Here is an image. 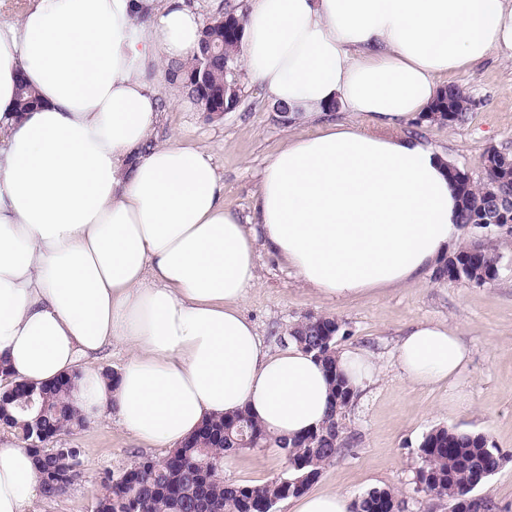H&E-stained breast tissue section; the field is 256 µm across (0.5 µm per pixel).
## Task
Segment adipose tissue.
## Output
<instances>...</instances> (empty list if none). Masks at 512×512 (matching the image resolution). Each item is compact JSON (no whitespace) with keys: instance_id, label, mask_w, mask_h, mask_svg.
Returning a JSON list of instances; mask_svg holds the SVG:
<instances>
[{"instance_id":"1","label":"adipose tissue","mask_w":512,"mask_h":512,"mask_svg":"<svg viewBox=\"0 0 512 512\" xmlns=\"http://www.w3.org/2000/svg\"><path fill=\"white\" fill-rule=\"evenodd\" d=\"M201 23L186 0H33L0 24V366L39 387L79 372L91 418L173 448L249 409L291 439L330 408L321 363L273 351L241 310L266 250L331 302L426 281L460 235L447 158L405 127L442 78L512 53V0H250L240 59L273 103L327 123L267 161L252 223L224 204L212 154L151 133ZM25 77L40 103L14 112ZM130 357L115 380L95 361ZM414 385L456 388L469 350L441 322L408 329ZM41 495L32 455L0 438V512Z\"/></svg>"}]
</instances>
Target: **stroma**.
Wrapping results in <instances>:
<instances>
[{"label":"stroma","instance_id":"35a3bbf8","mask_svg":"<svg viewBox=\"0 0 512 512\" xmlns=\"http://www.w3.org/2000/svg\"><path fill=\"white\" fill-rule=\"evenodd\" d=\"M451 81L472 101L466 123H426L418 133L478 179L489 149L512 153V59L493 52ZM238 87L235 111L166 113L156 139L165 141L176 130L183 142L212 148L224 179V203L246 221L253 216L267 157L289 139L314 134L319 123L294 124L282 117L246 74H239ZM499 249V275L489 285L431 277L336 304L307 289L275 257L259 252V285L242 311L267 346H284L289 328L305 317L326 316L341 326L338 351L363 348L377 364L372 383L357 391L345 409L342 447L313 491L336 490L354 500L385 488L394 491L402 512H450L447 498L427 496L416 481L423 436L445 426L485 434L501 450L503 466L475 494L491 500L494 512H512V237H501ZM427 321L447 323L470 352L455 390L417 387L398 368L402 331ZM57 445L81 449V477L65 496L36 500L31 512H91L101 473L120 472L142 455H167L163 448H140L114 419L88 421L60 436ZM287 472V460L275 448H246L224 459L225 479L241 484H261Z\"/></svg>","mask_w":512,"mask_h":512}]
</instances>
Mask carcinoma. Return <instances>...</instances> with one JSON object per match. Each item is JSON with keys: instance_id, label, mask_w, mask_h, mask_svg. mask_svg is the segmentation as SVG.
Returning <instances> with one entry per match:
<instances>
[{"instance_id": "carcinoma-1", "label": "carcinoma", "mask_w": 512, "mask_h": 512, "mask_svg": "<svg viewBox=\"0 0 512 512\" xmlns=\"http://www.w3.org/2000/svg\"><path fill=\"white\" fill-rule=\"evenodd\" d=\"M244 16L238 7L225 2L224 16L215 17L200 31L199 42L216 46L215 56L205 70L199 68V54L190 61L168 68L166 79L189 91L209 111L212 98H220L225 111L233 112L239 104L238 53L244 30ZM202 77L206 94L202 95L187 80ZM38 104L34 90L24 81L17 84L15 111L28 112ZM471 101L458 85L442 88L428 112L418 118L442 124L461 125L468 120ZM512 154L489 150L483 161V176L474 180L467 171L451 166L461 202V227L472 239L450 253L436 270L435 276L481 287L494 282L499 273L501 254L492 234L512 236V179L504 178V161ZM339 323L330 317H308L289 330V336L323 364L330 385L331 402L324 423L317 429L292 440L280 438L264 427L246 409L232 416L211 418L160 462L141 456L115 475L105 473L103 492L92 502L91 512H264L288 497H299L319 479L323 466L336 459L343 432L344 409L355 396L348 379L337 370L336 343ZM73 379L60 378L56 384L33 395L28 404L24 392L0 401V410L14 420L12 429L23 442H29L27 417L43 414L39 421L42 438L29 448L40 478L43 496L58 498L67 493L80 471L74 458L78 448L68 454L49 447L59 435L86 423V418L70 399ZM209 448L220 463L224 454L243 448H279L286 450L288 475L263 484H237L224 480L218 465L203 463L202 449ZM423 466L417 480L431 489L453 498L466 490L477 472L496 469L503 459L501 451L489 444L482 433L459 432L440 426L427 432L419 445ZM396 501L388 489H373L357 498L351 512H379L381 500Z\"/></svg>"}]
</instances>
